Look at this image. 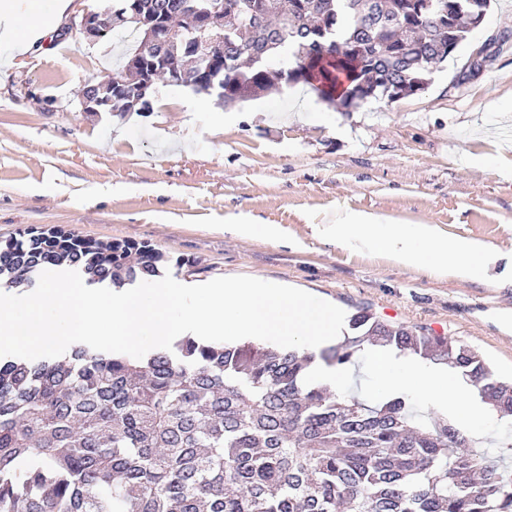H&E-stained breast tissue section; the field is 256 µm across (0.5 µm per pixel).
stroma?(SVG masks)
Masks as SVG:
<instances>
[{
    "label": "stroma",
    "mask_w": 512,
    "mask_h": 512,
    "mask_svg": "<svg viewBox=\"0 0 512 512\" xmlns=\"http://www.w3.org/2000/svg\"><path fill=\"white\" fill-rule=\"evenodd\" d=\"M0 76V243L59 226L94 240L146 241L179 281L245 275L472 347L512 378V0L480 25L428 88L341 111L309 85L191 111L189 88L158 83L149 116L95 118L77 91L115 74L126 42L90 43L67 23ZM488 62L471 64L476 47ZM436 224L496 255L473 281L351 250L325 233L343 210ZM275 224L243 238L225 217Z\"/></svg>",
    "instance_id": "stroma-1"
}]
</instances>
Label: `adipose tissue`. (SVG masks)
I'll list each match as a JSON object with an SVG mask.
<instances>
[{"label":"adipose tissue","mask_w":512,"mask_h":512,"mask_svg":"<svg viewBox=\"0 0 512 512\" xmlns=\"http://www.w3.org/2000/svg\"><path fill=\"white\" fill-rule=\"evenodd\" d=\"M71 6L72 0H0V41L9 43L17 55H25L53 32ZM330 232L349 248L382 252L407 267L448 270L461 280L480 277L491 256L483 241L450 240L437 225L389 224L366 211H342ZM370 362L377 379L375 395L420 386L429 393L432 406L450 411L462 429L482 431L485 411L478 390L456 370L391 351L373 353Z\"/></svg>","instance_id":"obj_1"}]
</instances>
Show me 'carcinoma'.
<instances>
[{"label":"carcinoma","mask_w":512,"mask_h":512,"mask_svg":"<svg viewBox=\"0 0 512 512\" xmlns=\"http://www.w3.org/2000/svg\"><path fill=\"white\" fill-rule=\"evenodd\" d=\"M490 0H224L215 61L170 53L180 85L233 105L273 75L319 79L345 110L415 94L485 15ZM197 0H140L161 24ZM345 50L326 58L322 46ZM292 50L295 66L268 60ZM210 69L213 91L195 85ZM167 259L147 242H101L31 230L0 245V283L29 287L63 264L87 283L161 276ZM322 350L330 365L365 347L410 353L459 370L499 417H512V382L467 346L384 323L367 312ZM314 356L250 342L184 339L143 359L73 349L68 362L0 360V512H512L508 449L446 415L422 419L410 398L374 404L304 384Z\"/></svg>","instance_id":"1"}]
</instances>
